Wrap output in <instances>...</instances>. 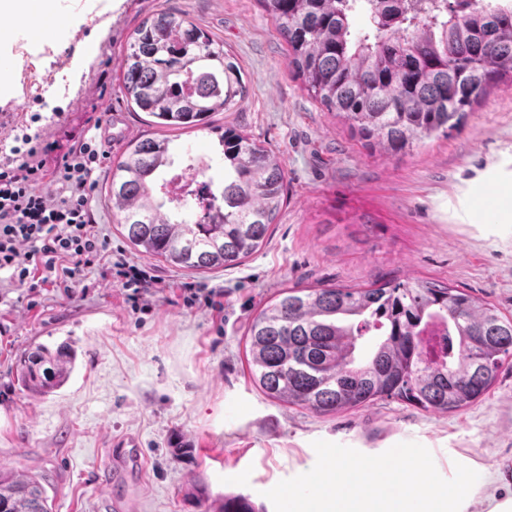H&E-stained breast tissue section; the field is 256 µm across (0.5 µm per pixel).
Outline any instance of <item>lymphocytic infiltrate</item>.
Masks as SVG:
<instances>
[{"label": "lymphocytic infiltrate", "mask_w": 512, "mask_h": 512, "mask_svg": "<svg viewBox=\"0 0 512 512\" xmlns=\"http://www.w3.org/2000/svg\"><path fill=\"white\" fill-rule=\"evenodd\" d=\"M25 151L0 160V273L8 287L35 298L45 285L73 295L85 271L116 279L132 304L143 303L155 283L145 269L106 253L94 233L90 206L92 176L107 156L101 143L85 135L66 141L25 136ZM56 192H38L43 179Z\"/></svg>", "instance_id": "f902f5d3"}]
</instances>
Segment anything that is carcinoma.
Returning a JSON list of instances; mask_svg holds the SVG:
<instances>
[{
	"label": "carcinoma",
	"mask_w": 512,
	"mask_h": 512,
	"mask_svg": "<svg viewBox=\"0 0 512 512\" xmlns=\"http://www.w3.org/2000/svg\"><path fill=\"white\" fill-rule=\"evenodd\" d=\"M288 44L307 93L372 149L398 154L448 134L499 82L512 81V6L471 0H260ZM365 18L355 36L351 19ZM125 96L166 129L217 134L224 184L202 185L201 216L173 195L168 138L131 141L112 169L108 201L123 236L181 268L234 267L261 248L284 203V169L265 146L209 121L244 94L241 68L206 31L163 8L131 33ZM376 340L371 356L356 352ZM255 384L272 400L336 414L394 399L432 413L478 402L512 356V317L465 291L427 280L372 288H286L247 331ZM76 352L37 345L17 364L21 385L49 394L69 379ZM0 512H51L35 477L0 471ZM221 512H260L224 494Z\"/></svg>",
	"instance_id": "carcinoma-1"
}]
</instances>
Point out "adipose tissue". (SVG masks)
<instances>
[{
  "instance_id": "1",
  "label": "adipose tissue",
  "mask_w": 512,
  "mask_h": 512,
  "mask_svg": "<svg viewBox=\"0 0 512 512\" xmlns=\"http://www.w3.org/2000/svg\"><path fill=\"white\" fill-rule=\"evenodd\" d=\"M396 460L400 469L372 471L365 460L340 456L325 473H303L310 490L289 496L288 512H512V484L495 466L476 471L449 459L441 485L410 449H397Z\"/></svg>"
}]
</instances>
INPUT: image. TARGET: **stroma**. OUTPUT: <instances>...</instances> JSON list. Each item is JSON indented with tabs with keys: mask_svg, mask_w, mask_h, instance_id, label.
Instances as JSON below:
<instances>
[{
	"mask_svg": "<svg viewBox=\"0 0 512 512\" xmlns=\"http://www.w3.org/2000/svg\"><path fill=\"white\" fill-rule=\"evenodd\" d=\"M50 2L36 20L0 31V58L15 64L0 95V156L17 127L94 135L91 112L118 115L129 139L160 136L127 102L121 64L134 28L173 6L240 65L246 95L211 121L278 155L285 202L267 242L240 265L187 270L122 237L107 187L125 149H109L90 192L95 231L161 289L138 309L95 270L86 293L48 287L33 308L20 289L0 290V469L39 479L52 512H112L110 443L124 434L137 438L145 466L126 490L134 512H220L228 493L285 512L301 473L324 472L337 454L411 448L441 483L452 454L512 472L511 359L484 399L452 414L386 399L318 415L263 395L246 357L250 321L286 288L425 279L512 314V84L492 89L448 136L380 154L308 96L260 0ZM94 40L96 58L73 77L71 58ZM186 283L223 289V311L187 307ZM64 342L76 352L68 381L46 395L25 390L20 355Z\"/></svg>",
	"mask_w": 512,
	"mask_h": 512,
	"instance_id": "obj_1",
	"label": "stroma"
}]
</instances>
